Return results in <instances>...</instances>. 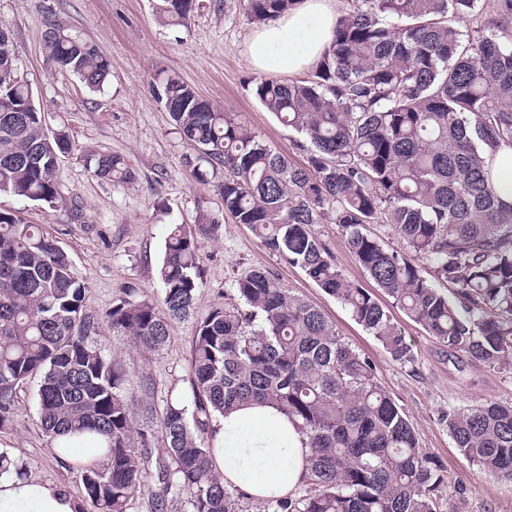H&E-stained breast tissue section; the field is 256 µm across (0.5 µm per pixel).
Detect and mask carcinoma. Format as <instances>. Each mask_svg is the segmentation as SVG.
<instances>
[{"label":"carcinoma","mask_w":512,"mask_h":512,"mask_svg":"<svg viewBox=\"0 0 512 512\" xmlns=\"http://www.w3.org/2000/svg\"><path fill=\"white\" fill-rule=\"evenodd\" d=\"M195 2L160 0L161 22L186 26ZM240 3L266 24L298 0ZM477 3L351 0L305 79L252 80L265 109L301 135L303 166L178 76L158 77L157 89L196 150L187 165L224 168V212L339 302L394 361L413 363L411 344L376 296L345 281L312 225H337L376 287L448 353L511 372L512 203L500 198L486 152L512 148V0H494L502 23L491 32L464 34L460 25ZM49 29L47 60L100 90L111 74L107 57L58 24ZM31 101L14 42H0V195L55 207L60 157L72 141L49 131ZM90 162L96 177L135 178L118 154L93 153ZM370 224L388 225L398 246L368 233ZM219 228L168 225L158 269L164 309L126 293L96 316L85 309L87 286L68 252L43 226L0 208V431L13 424L19 385L37 378L51 448L64 447L63 437L103 439L106 462L78 470L94 512H128L149 480L155 512L182 493L190 512H241L206 435L228 408L271 403L310 444L305 494L269 502L272 512H439V467L379 385L372 359L263 268L234 281L237 303L197 321L191 393L167 402L166 456L153 458L131 416L136 403L153 412V383L127 391L101 343L102 326L161 351L171 325L192 315L198 252ZM441 420L469 461L512 483V402L452 406Z\"/></svg>","instance_id":"carcinoma-1"}]
</instances>
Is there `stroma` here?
<instances>
[{
	"label": "stroma",
	"mask_w": 512,
	"mask_h": 512,
	"mask_svg": "<svg viewBox=\"0 0 512 512\" xmlns=\"http://www.w3.org/2000/svg\"><path fill=\"white\" fill-rule=\"evenodd\" d=\"M157 6V0H0V24L13 35L36 105L45 112L49 129L67 131L74 144L57 172L64 205L54 208L1 195L0 207L43 225L69 253L87 285V311L103 314L126 290L162 305L157 269L167 225L212 220L220 226L217 237L204 242L198 253L202 280L194 315L172 325L161 351L135 348L127 337L103 330L101 343L124 369L127 390L139 392L144 380H152V403L158 412L167 400L187 396L197 319L227 302L241 274L268 268L285 288L319 306L346 341L374 359L379 383L406 415L420 446L441 467L440 512H512V487L469 462L441 419L451 406L484 398L512 401V372L449 355L399 310L393 316L412 345L415 361H393L340 303L299 268L281 261L245 225L225 215L219 195L224 171L207 169L201 179L186 166L191 149L157 94L156 72L176 74L216 107L238 113L274 151L295 164H302L304 157L294 148L295 132L267 112L247 87L256 75L246 51L257 26L245 17L239 0H199L187 26L178 28L160 22ZM52 22L81 31L109 59L111 76L100 91H89L75 76L47 62L43 35ZM97 151L124 157L134 180L122 183L93 176L87 159ZM75 208L81 220H73ZM311 230L325 242L345 280L371 288L339 227L315 224ZM36 392L33 379L18 389L16 421L0 432V445L13 449L25 474L63 483L75 497H82L77 467L58 461L48 444Z\"/></svg>",
	"instance_id": "stroma-1"
}]
</instances>
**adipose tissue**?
<instances>
[{"label": "adipose tissue", "instance_id": "1", "mask_svg": "<svg viewBox=\"0 0 512 512\" xmlns=\"http://www.w3.org/2000/svg\"><path fill=\"white\" fill-rule=\"evenodd\" d=\"M336 14L330 0H301L280 18L256 30L247 56L268 75L307 70L327 47ZM307 437L271 404L239 407L215 423L214 467L226 486L255 502L285 497L308 474ZM0 512H83L81 502L61 484L0 475Z\"/></svg>", "mask_w": 512, "mask_h": 512}]
</instances>
